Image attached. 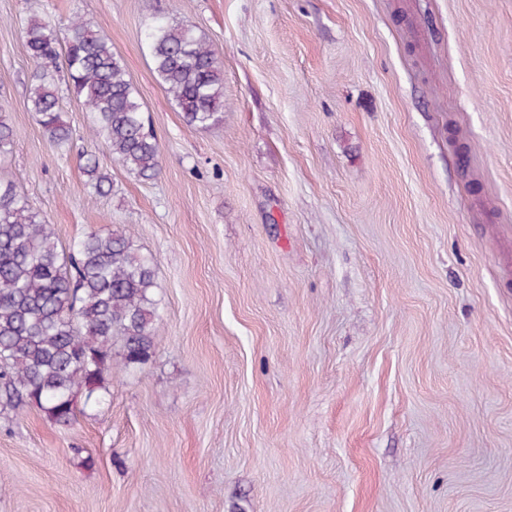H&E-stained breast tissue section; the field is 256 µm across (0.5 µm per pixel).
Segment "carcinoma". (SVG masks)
I'll return each mask as SVG.
<instances>
[{
	"instance_id": "carcinoma-1",
	"label": "carcinoma",
	"mask_w": 512,
	"mask_h": 512,
	"mask_svg": "<svg viewBox=\"0 0 512 512\" xmlns=\"http://www.w3.org/2000/svg\"><path fill=\"white\" fill-rule=\"evenodd\" d=\"M36 64L28 109L60 149L72 131L61 118L59 96L43 64L62 60L67 89L91 116L93 137L134 177L160 170L159 146L146 130L142 105L109 38L86 21H70L65 35L46 21L24 26ZM155 72L190 125L223 123L224 74L211 45L193 26L156 18L143 34ZM14 149L12 126L0 116V158ZM89 197L110 183L99 158L85 155ZM156 262L118 230L92 231L58 249L55 234L12 181L0 180V412L37 407L57 425L76 422V398L98 405L120 339L129 367L155 348L160 318Z\"/></svg>"
}]
</instances>
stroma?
Here are the masks:
<instances>
[{
	"mask_svg": "<svg viewBox=\"0 0 512 512\" xmlns=\"http://www.w3.org/2000/svg\"><path fill=\"white\" fill-rule=\"evenodd\" d=\"M76 14L124 62L151 181L73 93L68 151L28 110L22 27ZM157 16L216 52L223 125L159 82ZM0 115V178L59 246L125 232L162 307L76 423L0 418V512H512V0H0ZM83 170L88 176L89 197L94 198L106 193L105 185L110 187V177L107 173L102 172L100 161L96 154L87 153Z\"/></svg>",
	"mask_w": 512,
	"mask_h": 512,
	"instance_id": "1",
	"label": "stroma"
}]
</instances>
